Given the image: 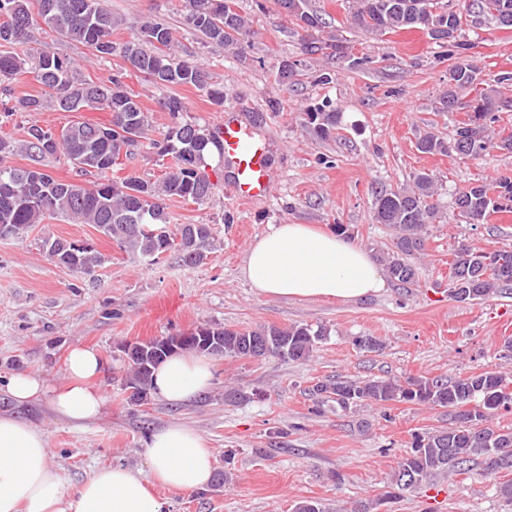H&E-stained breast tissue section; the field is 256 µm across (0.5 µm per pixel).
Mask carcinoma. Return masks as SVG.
I'll return each instance as SVG.
<instances>
[{"label":"carcinoma","mask_w":512,"mask_h":512,"mask_svg":"<svg viewBox=\"0 0 512 512\" xmlns=\"http://www.w3.org/2000/svg\"><path fill=\"white\" fill-rule=\"evenodd\" d=\"M420 8L447 9L445 0H356L350 15L351 24L366 34L396 33L415 29L414 13ZM491 21L501 28H512V0H468L463 10L448 9V91L442 98V111L459 112L460 98L474 95L469 103L470 117L460 122L453 140L446 143L426 135L418 142L422 153L457 154L474 159L492 149L512 152V135L493 140L488 130L497 121L496 113L512 108V99L501 89L512 87V74L503 73L495 85L477 88L478 68L466 51L470 43L465 28ZM122 20L104 8L102 0H0V127L19 112H39L51 104L63 112L97 109L111 113L110 123L79 122L61 131L38 124L27 128V136L16 144L0 137V158L16 152L26 154L30 166L16 168L0 165V230L7 237L23 239L46 217L67 220L73 224H92L105 236L118 241L145 258L161 253L158 229L168 237L167 250L177 251L188 263L203 258L210 245L212 228L208 224H181L171 230L166 201L183 199L202 203L212 193L213 184L200 171L205 154L215 146L208 129L189 122H175L162 140L150 145L157 154L174 159V166L159 181L139 176L128 180L135 184L139 196L125 190L119 177H109L112 170L113 127L126 133L127 150L147 138L149 115L142 110L136 96L117 72L107 81L94 83L76 77L73 62L49 48L31 47L33 31L42 26L60 37L76 40L104 58L119 54L133 70L160 88L192 85L206 92L217 105L224 104V87L210 84L204 69L172 52L175 36L162 22H146L137 30L134 40L121 46L112 42L113 28ZM185 25L201 33L218 46L236 44L248 35L247 22L235 8L224 11V0H189ZM310 49L324 51L338 59L348 56L344 40L331 36L312 38ZM34 67L38 81L47 88L48 96H14L11 85ZM316 112L322 120L312 123L313 131L327 137L340 122V113L330 105L306 110ZM63 154L65 160L82 174L99 176L93 187L56 179L46 170L45 160ZM415 189H382L376 193L374 219L395 231L394 250L384 259L391 278L402 284L415 279L410 257L422 247V232L429 220L439 212V193L434 178L420 172L414 177ZM453 204L466 221L481 223L490 212H512V177L497 179L494 188L476 184L452 194ZM66 240L42 241V248L57 264L74 273L87 274L104 262V257L91 245L83 244L72 251L63 249ZM455 275L450 277V296L461 300H484L502 293L512 285V251H484L460 246L450 263ZM326 330L309 325L287 329L275 326L255 329L202 327L176 336H166L141 343L136 353L128 354L129 376L125 387L140 389L150 395L154 369L165 358L180 351L212 356L256 358L248 351L249 342L262 339L267 348L260 356H279L298 361L311 356ZM512 379L500 371L485 370L448 380L441 376H410L403 381L391 379L319 381L309 393L317 404L336 402V409L347 411L360 403L385 406L392 402L412 403L428 407L452 408L456 428L422 432L415 435L410 451L392 473L386 493L422 490L439 472L479 467V475L501 471L512 472V431L492 424L501 410L512 409Z\"/></svg>","instance_id":"obj_1"}]
</instances>
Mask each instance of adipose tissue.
Segmentation results:
<instances>
[{
	"label": "adipose tissue",
	"instance_id": "obj_1",
	"mask_svg": "<svg viewBox=\"0 0 512 512\" xmlns=\"http://www.w3.org/2000/svg\"><path fill=\"white\" fill-rule=\"evenodd\" d=\"M240 276L256 292L286 300L350 302L380 292L386 283L375 258L362 246L310 224H272L250 244ZM98 352L72 347L65 380L51 387L36 372L19 371L6 382L17 402L49 398L60 417L84 423L100 416L105 397L94 384ZM213 380L208 357L175 354L153 374L152 391L168 403H187ZM44 430L28 421L0 416V512H167L154 488L182 493L207 487L213 452L198 430L170 422L145 440L141 473L123 465L95 469L78 485L52 465Z\"/></svg>",
	"mask_w": 512,
	"mask_h": 512
}]
</instances>
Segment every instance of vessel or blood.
Masks as SVG:
<instances>
[{
    "instance_id": "1",
    "label": "vessel or blood",
    "mask_w": 512,
    "mask_h": 512,
    "mask_svg": "<svg viewBox=\"0 0 512 512\" xmlns=\"http://www.w3.org/2000/svg\"><path fill=\"white\" fill-rule=\"evenodd\" d=\"M211 133L218 142L225 166L233 170L235 195L244 201L268 196L274 174L268 162L267 140L229 111L212 126Z\"/></svg>"
}]
</instances>
